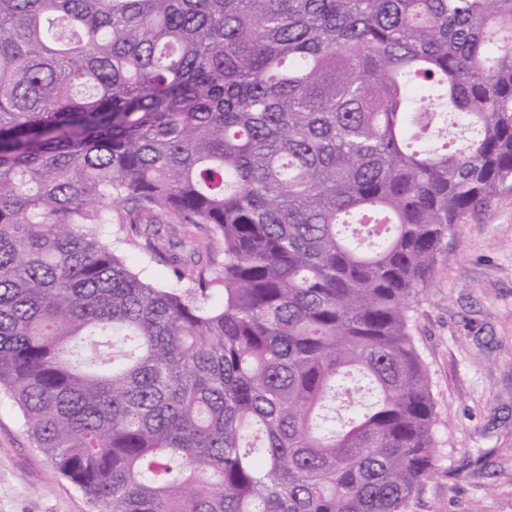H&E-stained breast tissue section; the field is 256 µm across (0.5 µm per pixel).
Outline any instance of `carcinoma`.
<instances>
[{
	"label": "carcinoma",
	"mask_w": 512,
	"mask_h": 512,
	"mask_svg": "<svg viewBox=\"0 0 512 512\" xmlns=\"http://www.w3.org/2000/svg\"><path fill=\"white\" fill-rule=\"evenodd\" d=\"M504 191L512 0H0V392L97 512H407L411 303ZM125 258L130 267L134 270H139L141 267H145L151 281L158 286L169 287L172 283L169 269L166 263L161 259L157 258L155 260H150L137 248L131 246L127 247Z\"/></svg>",
	"instance_id": "1"
}]
</instances>
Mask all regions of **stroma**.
Here are the masks:
<instances>
[{"label": "stroma", "instance_id": "stroma-1", "mask_svg": "<svg viewBox=\"0 0 512 512\" xmlns=\"http://www.w3.org/2000/svg\"><path fill=\"white\" fill-rule=\"evenodd\" d=\"M412 315L439 423L409 512H512V192L449 234ZM0 512H95L1 393Z\"/></svg>", "mask_w": 512, "mask_h": 512}]
</instances>
